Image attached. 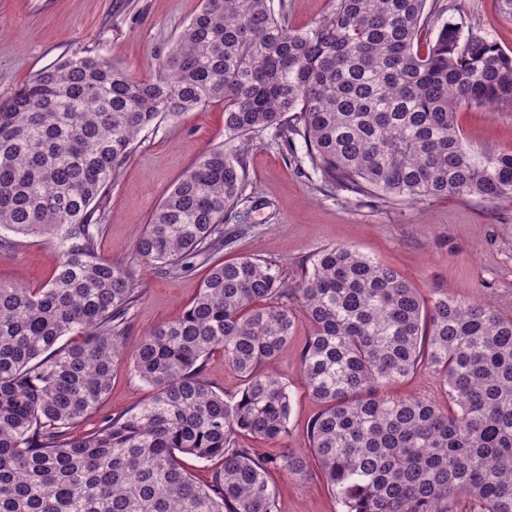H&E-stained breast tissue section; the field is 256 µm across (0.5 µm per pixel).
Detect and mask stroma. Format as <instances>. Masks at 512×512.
Wrapping results in <instances>:
<instances>
[{"label":"stroma","instance_id":"obj_1","mask_svg":"<svg viewBox=\"0 0 512 512\" xmlns=\"http://www.w3.org/2000/svg\"><path fill=\"white\" fill-rule=\"evenodd\" d=\"M444 21L475 24L484 37L512 51V20L497 0H448ZM202 0H0V100L11 97L42 70L80 51L99 52L122 63L141 79L154 76L158 59L200 10ZM457 123L475 151H512V110L463 108ZM224 139V110L198 108L145 130L139 148L118 180L100 197L105 229L98 249L108 260H128L151 213L177 179L214 144ZM244 222L225 224L232 238L220 257L244 254L282 265L287 282L298 281L312 255L326 246H349L397 270L424 298L447 291L463 299L490 302L512 316V201H484L466 195L419 203L383 205L371 200L346 203L321 192L287 160L270 136L250 150ZM58 257L45 236H12L0 250V282L30 288L52 275ZM206 267L178 278L139 272L143 297L135 307L128 346L155 326L178 319L196 295ZM310 328L297 321L276 370L293 396L292 446L306 441L318 410L300 379V354ZM149 386L118 367L109 393L79 429L94 430L112 414L150 395ZM270 477L283 512H342L319 476L301 479L274 469Z\"/></svg>","mask_w":512,"mask_h":512}]
</instances>
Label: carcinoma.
Masks as SVG:
<instances>
[{
    "instance_id": "1",
    "label": "carcinoma",
    "mask_w": 512,
    "mask_h": 512,
    "mask_svg": "<svg viewBox=\"0 0 512 512\" xmlns=\"http://www.w3.org/2000/svg\"><path fill=\"white\" fill-rule=\"evenodd\" d=\"M441 0H334L288 29L273 0H203L136 79L75 53L0 101V245L56 240L40 288L0 283V512H282L269 472L317 469L342 512H512V316L446 292L424 298L396 270L325 247L294 286L274 261L212 262L247 200V158L268 133L319 188L382 203L466 194L512 199V151L477 153L463 107L512 109V54L446 22ZM224 107V140L176 181L127 262L98 252V201L140 133L166 116ZM210 265L182 317L125 343L137 269L176 278ZM310 327L301 375L319 407L305 450L288 448L292 396L274 364L297 318ZM242 380L204 377L214 351ZM126 362L143 403L74 429ZM418 371L443 400L390 397ZM250 436L288 452L263 459ZM220 461L208 485L185 459Z\"/></svg>"
}]
</instances>
